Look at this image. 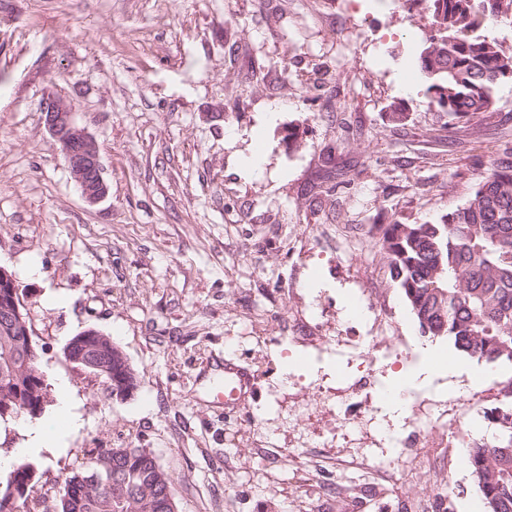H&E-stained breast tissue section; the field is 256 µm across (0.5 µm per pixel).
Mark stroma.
Masks as SVG:
<instances>
[{
	"label": "stroma",
	"mask_w": 512,
	"mask_h": 512,
	"mask_svg": "<svg viewBox=\"0 0 512 512\" xmlns=\"http://www.w3.org/2000/svg\"><path fill=\"white\" fill-rule=\"evenodd\" d=\"M429 32L414 0H0V266L40 372L67 381L82 422L59 453L26 455L37 497L58 504L86 451L128 446L170 475L177 512H413L444 491L464 512L479 498L436 450L426 472L392 469L414 412L380 411L351 442L339 428L363 392L328 397L339 380L382 384L421 361L382 225L437 222L491 166L512 165V82L494 112L447 127L418 65ZM50 96L99 147L98 203L46 129ZM398 103L402 125L388 118ZM255 151L258 176L242 166ZM330 171L342 184L316 197ZM384 300L393 336L374 340ZM89 327L121 349L131 394L64 357ZM338 336L356 337L360 356ZM219 354L249 379L234 405L212 398ZM478 367L479 395L449 393L468 383L462 369L415 385L410 403L482 419L512 371Z\"/></svg>",
	"instance_id": "obj_1"
}]
</instances>
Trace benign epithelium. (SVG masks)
I'll list each match as a JSON object with an SVG mask.
<instances>
[{
  "instance_id": "1",
  "label": "benign epithelium",
  "mask_w": 512,
  "mask_h": 512,
  "mask_svg": "<svg viewBox=\"0 0 512 512\" xmlns=\"http://www.w3.org/2000/svg\"><path fill=\"white\" fill-rule=\"evenodd\" d=\"M45 126L52 139L59 144L69 172L82 198L95 204L107 194L108 187L103 177V167L95 140L75 120L73 106L59 98L48 97L43 103ZM0 288H7L11 298L0 304V322L7 328L21 319L20 305L15 293L18 285L12 274L0 267ZM85 345L97 351L92 356L71 354L74 345ZM112 339L95 329H86L72 337L63 349L65 358L79 368L98 377L112 380V370L99 354L111 350Z\"/></svg>"
}]
</instances>
